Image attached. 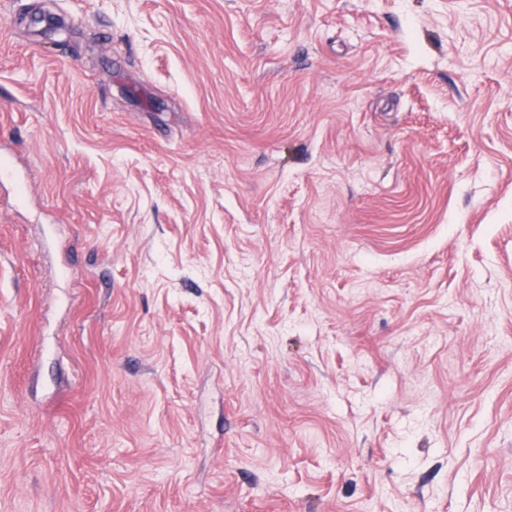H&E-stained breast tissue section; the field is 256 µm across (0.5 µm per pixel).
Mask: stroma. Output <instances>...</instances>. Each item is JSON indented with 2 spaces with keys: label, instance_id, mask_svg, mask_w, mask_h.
Here are the masks:
<instances>
[{
  "label": "stroma",
  "instance_id": "obj_1",
  "mask_svg": "<svg viewBox=\"0 0 512 512\" xmlns=\"http://www.w3.org/2000/svg\"><path fill=\"white\" fill-rule=\"evenodd\" d=\"M0 512H512V0H0Z\"/></svg>",
  "mask_w": 512,
  "mask_h": 512
}]
</instances>
